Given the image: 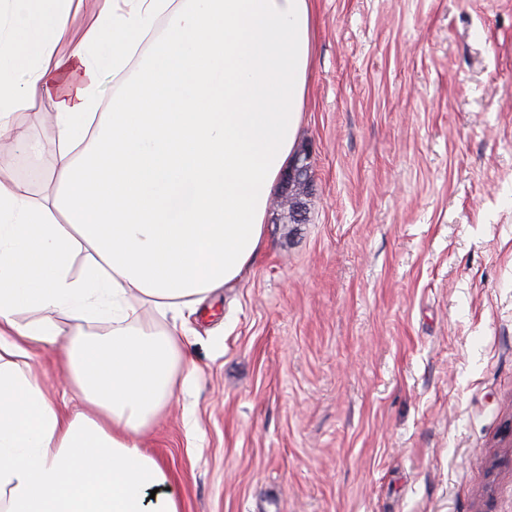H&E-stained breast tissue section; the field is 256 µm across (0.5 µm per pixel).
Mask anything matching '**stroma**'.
Instances as JSON below:
<instances>
[{
	"mask_svg": "<svg viewBox=\"0 0 512 512\" xmlns=\"http://www.w3.org/2000/svg\"><path fill=\"white\" fill-rule=\"evenodd\" d=\"M296 152L142 437L183 512H512V0H317ZM0 180L50 184V120ZM312 181V165L308 157H296L285 176L281 193L280 206L288 207L289 223L300 224L304 220L306 207L301 197L307 195Z\"/></svg>",
	"mask_w": 512,
	"mask_h": 512,
	"instance_id": "1",
	"label": "stroma"
}]
</instances>
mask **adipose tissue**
I'll use <instances>...</instances> for the list:
<instances>
[{"mask_svg":"<svg viewBox=\"0 0 512 512\" xmlns=\"http://www.w3.org/2000/svg\"><path fill=\"white\" fill-rule=\"evenodd\" d=\"M82 2L0 0V149L28 145L14 115L42 101L59 143L51 195L0 183V512H181L141 439L177 391L174 369L198 371L189 317L264 244L303 126L314 2L105 0L70 44ZM140 302L172 325L138 321ZM24 308L46 316L19 323ZM94 314L111 333L76 340ZM46 347L85 410L30 370Z\"/></svg>","mask_w":512,"mask_h":512,"instance_id":"adipose-tissue-1","label":"adipose tissue"}]
</instances>
